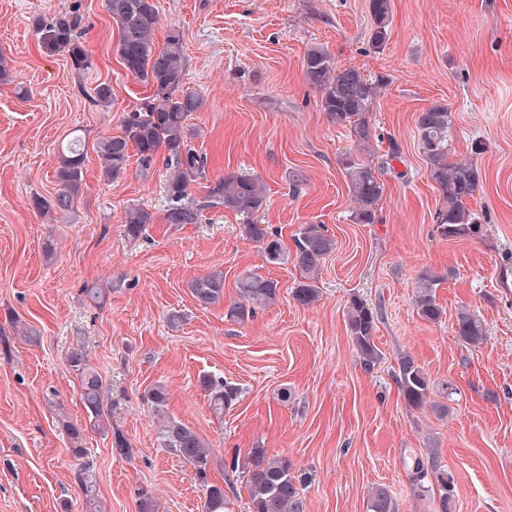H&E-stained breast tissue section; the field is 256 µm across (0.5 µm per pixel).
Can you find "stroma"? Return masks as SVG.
Listing matches in <instances>:
<instances>
[{
    "mask_svg": "<svg viewBox=\"0 0 512 512\" xmlns=\"http://www.w3.org/2000/svg\"><path fill=\"white\" fill-rule=\"evenodd\" d=\"M160 25L184 37L188 87L205 98L189 122L208 158L207 175L259 177L267 202L254 215L285 247L302 224L325 225L336 239L318 282L320 299L293 297L292 263H268L243 232L245 217L204 213L199 223L166 224L163 163L107 182L98 139L119 135L125 112L151 90L127 73L115 50L118 28L105 0H0V65L17 77L0 84V512H81L74 473L93 461L104 512H138L149 496L156 512H202L190 465L161 448L141 396L164 383L169 414L212 446L210 478L223 463L261 447L288 458L307 512H366L367 492L388 486L400 512H433L432 492L415 489L406 461L433 457L455 478L453 512H512V0H393L390 35L372 49L368 0H155ZM81 18L93 66L76 71L45 30L58 15ZM42 31H34L33 18ZM325 46L342 65L385 77L368 114L379 165L396 141L401 159L384 170V194L372 224L351 220L353 202L339 160L353 152L346 130L331 124L321 95L303 78L309 46ZM112 87L97 102L94 88ZM447 105L456 127L455 159H472L482 182L470 208L480 238L438 235L442 200L430 180L415 120L432 103ZM85 140L83 190L67 219H48L34 197L58 187L59 146L72 132ZM484 144L472 154V141ZM307 183L289 190L288 174ZM153 216L128 237L125 211ZM224 276L225 301L245 273L277 281L279 300L241 321L223 304L202 308L187 284ZM441 276L443 310L429 322L413 298L420 274ZM111 284L102 306L84 288ZM378 313L382 358L365 369L347 332L351 298ZM485 326L479 346L454 327L460 310ZM178 312L183 321L170 327ZM18 318L37 340L11 334ZM82 343L102 373L113 431L86 428L80 387L68 362ZM408 355L428 374L430 405L415 409L396 382ZM238 388L223 419L209 407L202 377ZM84 426L85 458L73 455L63 421Z\"/></svg>",
    "mask_w": 512,
    "mask_h": 512,
    "instance_id": "1",
    "label": "stroma"
}]
</instances>
